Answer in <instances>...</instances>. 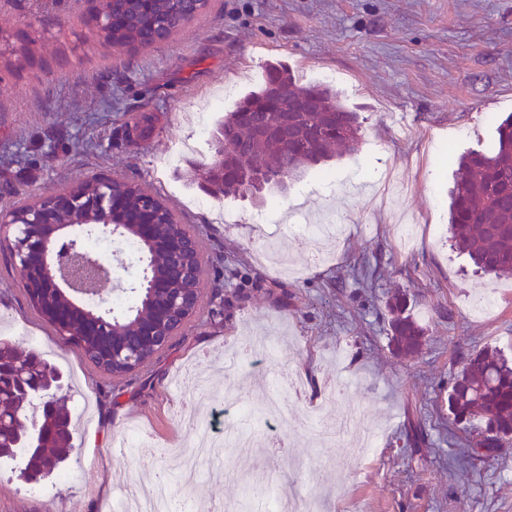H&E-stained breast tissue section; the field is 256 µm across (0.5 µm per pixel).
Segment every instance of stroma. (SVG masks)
<instances>
[{"label":"stroma","mask_w":512,"mask_h":512,"mask_svg":"<svg viewBox=\"0 0 512 512\" xmlns=\"http://www.w3.org/2000/svg\"><path fill=\"white\" fill-rule=\"evenodd\" d=\"M88 9L86 0H0V28L22 46L0 57V180L14 187L0 192V212L94 173L138 182L192 225L203 284L223 265L224 314L199 312L136 375L107 376L42 320L0 249V339L24 353L41 337L67 413L78 400L90 405L67 482L34 488L0 461V512H102L99 479L116 486L132 469L150 483L167 448L194 450L190 423L205 405L258 443L213 451L223 473L195 495L225 512L245 482L270 476L278 492L316 497L322 512H512V443L452 469L441 427L468 352L512 357V276L473 274L447 244L458 158L492 148L512 114V0H213L169 43L121 57L88 39ZM272 64L334 87L365 119L358 150L263 205L213 195L198 206L220 122ZM143 112L154 115L151 130L126 140V123ZM329 212L341 239L299 243L295 226ZM400 216L413 222L412 247L399 239ZM363 258L376 270L370 289L352 276ZM397 294L427 330L411 357L393 353L387 336L386 303ZM252 336L274 339L280 355L243 354ZM276 375L298 378V390L273 392ZM363 407V427L381 437L369 457L357 433L321 444L305 426L313 413ZM132 425L147 448L111 455Z\"/></svg>","instance_id":"stroma-1"}]
</instances>
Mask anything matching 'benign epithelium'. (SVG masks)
<instances>
[{
  "mask_svg": "<svg viewBox=\"0 0 512 512\" xmlns=\"http://www.w3.org/2000/svg\"><path fill=\"white\" fill-rule=\"evenodd\" d=\"M131 1L150 15L145 40L151 47L172 39L183 17L196 19L206 12L198 0H173L174 9L164 16L152 14L153 0H109L106 10L100 0H88L93 4L88 36L103 40V35L123 20L125 5ZM256 111L276 113L273 122L258 129L259 134L288 143V112L273 99L259 104ZM245 160L242 154L233 155L204 171L203 178L233 179L243 174ZM87 181L98 183V197L91 202L85 194ZM114 181V176L95 174L38 199L35 206L1 212L0 247L13 255L21 287L36 310L57 335L81 344L89 332L72 331L71 318L82 313L78 300L112 281V264L86 248L83 234L137 239L146 249L142 257L145 267L133 290L141 296L143 307L134 321L115 320L109 330L112 362L133 374L144 366L143 348L163 350L198 314V296L183 287L198 278V266L191 261L197 236L163 234L153 198L145 196L132 205ZM5 428L25 433L30 448L54 433L44 424L32 429L19 417L0 412V429Z\"/></svg>",
  "mask_w": 512,
  "mask_h": 512,
  "instance_id": "obj_1",
  "label": "benign epithelium"
}]
</instances>
